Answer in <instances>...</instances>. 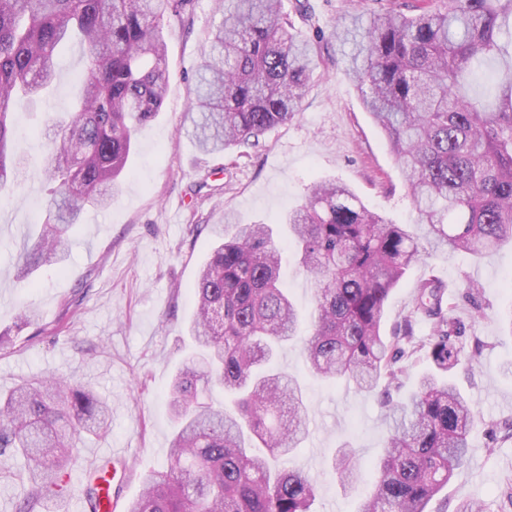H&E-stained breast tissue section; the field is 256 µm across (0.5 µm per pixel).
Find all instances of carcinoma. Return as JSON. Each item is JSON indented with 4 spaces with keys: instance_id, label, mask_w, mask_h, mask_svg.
Masks as SVG:
<instances>
[{
    "instance_id": "obj_1",
    "label": "carcinoma",
    "mask_w": 512,
    "mask_h": 512,
    "mask_svg": "<svg viewBox=\"0 0 512 512\" xmlns=\"http://www.w3.org/2000/svg\"><path fill=\"white\" fill-rule=\"evenodd\" d=\"M191 0H0V189L17 185L11 115L34 104L58 78L57 54L78 40L88 49L75 105L48 121L40 177L53 185L48 217L19 255L17 282L65 258L88 207L112 202L131 173L135 128L152 120L169 87L164 28ZM331 37L352 44L346 75L384 135L407 186L416 226L369 209L347 186L313 182L283 217L314 287L308 369L329 382L377 393L392 421L376 480L356 512H426L465 465L476 414L443 376L463 351L459 321L443 309L436 278L418 287L412 315L382 332L390 296L424 259L422 243L482 259L512 243V0H379L368 23L341 15ZM315 44L286 21L281 0H224V19L204 50L188 106L199 151H256L270 130L301 111ZM494 68L488 98L476 78ZM283 247L269 224L224 217L223 242L192 288L187 327L199 356L174 377L176 424L169 463L148 470L126 512H312L313 475L275 470L307 435L297 380L277 368L280 350L304 320L280 284ZM432 323L415 341L412 316ZM433 372L395 401L390 387L405 355ZM220 389L229 408L212 398ZM111 410L92 387L40 376L0 393L3 463L26 461L15 512H38L68 471L82 434H105ZM356 453L342 448L332 468L346 487Z\"/></svg>"
}]
</instances>
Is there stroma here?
Segmentation results:
<instances>
[{
  "label": "stroma",
  "instance_id": "35a3bbf8",
  "mask_svg": "<svg viewBox=\"0 0 512 512\" xmlns=\"http://www.w3.org/2000/svg\"><path fill=\"white\" fill-rule=\"evenodd\" d=\"M219 0H193L183 19L165 27L170 86L157 118L133 136L132 173L121 180L107 210L87 211L71 234L65 272L45 266L34 289L16 280L18 253L28 224L43 219L49 200L40 179L0 191V390L40 375H67L90 385L112 407L110 433L80 444L69 467L66 512H86V474L93 450L124 449L127 468L112 495L134 500L149 468L166 466L174 434L168 393L187 357L186 326L194 313L191 290L215 241L214 230L234 211L243 224H277L304 200L318 177L338 179L372 209L401 224L413 223L409 195L379 127L365 111L345 74L347 49L333 39L317 46L302 110L268 133L259 152L206 155L187 132V108L201 52L222 13ZM351 0H283L285 16L302 34L328 28L352 10ZM74 44L59 57V77L48 103L19 113L14 150L35 166L42 150L29 130L46 113L67 111L73 79L84 65ZM436 277L445 285L465 339L480 337L477 363L453 372L476 413L468 462L428 505L454 512L461 501L500 512L512 492V330L501 321L512 309V244L483 260L458 251L434 254L408 268L386 309L384 334L412 311L417 286ZM479 285L469 292L468 283ZM38 312L35 323L19 318L22 305ZM296 376L309 414V433L291 467L317 473L315 512H355L374 480L373 463L386 438L376 400L353 385L313 376L301 341L275 360ZM354 448L357 481L343 489L331 469L341 446Z\"/></svg>",
  "mask_w": 512,
  "mask_h": 512
}]
</instances>
